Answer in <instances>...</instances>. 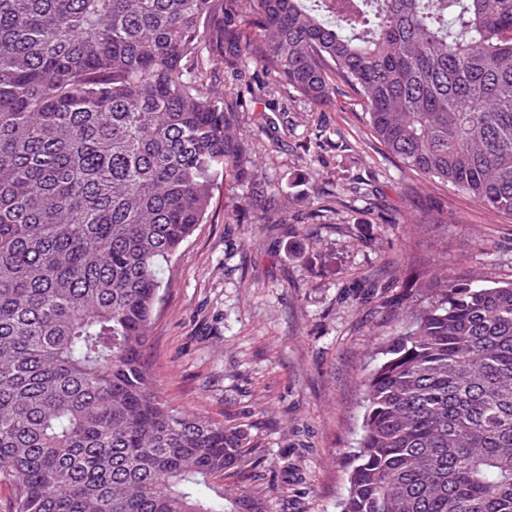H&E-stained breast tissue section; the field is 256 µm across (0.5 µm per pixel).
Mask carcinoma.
Returning <instances> with one entry per match:
<instances>
[{
  "label": "carcinoma",
  "instance_id": "carcinoma-1",
  "mask_svg": "<svg viewBox=\"0 0 512 512\" xmlns=\"http://www.w3.org/2000/svg\"><path fill=\"white\" fill-rule=\"evenodd\" d=\"M225 63L349 87L410 170L512 216V0H0V479L14 512H240L245 436L160 395L158 269L220 172L258 193ZM381 349L340 512H512V282L440 275Z\"/></svg>",
  "mask_w": 512,
  "mask_h": 512
}]
</instances>
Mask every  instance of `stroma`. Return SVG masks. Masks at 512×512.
<instances>
[{
    "label": "stroma",
    "instance_id": "1",
    "mask_svg": "<svg viewBox=\"0 0 512 512\" xmlns=\"http://www.w3.org/2000/svg\"><path fill=\"white\" fill-rule=\"evenodd\" d=\"M215 88L243 92L240 132L288 221L256 223L238 207L247 185L218 182L158 272L147 360L171 406L244 433L245 463L214 488L338 512L380 347L430 277L512 281V216L387 154L349 88L318 108L251 64Z\"/></svg>",
    "mask_w": 512,
    "mask_h": 512
}]
</instances>
